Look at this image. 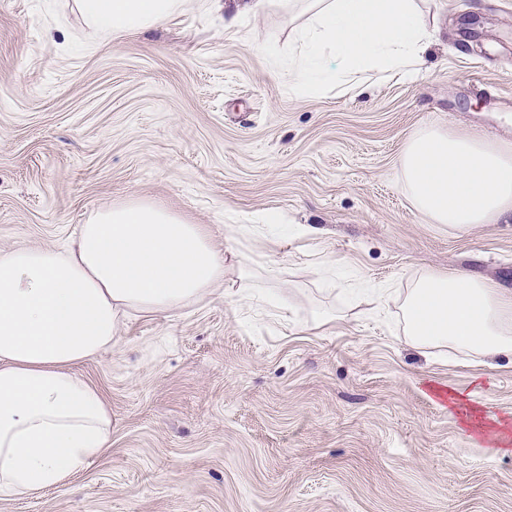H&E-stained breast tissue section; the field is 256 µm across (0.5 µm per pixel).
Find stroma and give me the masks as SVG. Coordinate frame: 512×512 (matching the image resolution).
Returning <instances> with one entry per match:
<instances>
[{
	"instance_id": "35a3bbf8",
	"label": "stroma",
	"mask_w": 512,
	"mask_h": 512,
	"mask_svg": "<svg viewBox=\"0 0 512 512\" xmlns=\"http://www.w3.org/2000/svg\"><path fill=\"white\" fill-rule=\"evenodd\" d=\"M418 2L435 23L418 72L305 100L288 82L303 21L277 6L97 35L75 0H0V250L138 198L219 246L243 225L230 245L252 271L248 302L123 319L78 369L112 409L110 451L0 512H512V358L415 349L396 307L370 317L319 282L330 262L512 294V223H428L398 170L425 128L512 143V0ZM266 211L284 227L250 229Z\"/></svg>"
}]
</instances>
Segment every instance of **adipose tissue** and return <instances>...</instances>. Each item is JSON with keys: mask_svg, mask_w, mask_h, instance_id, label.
<instances>
[{"mask_svg": "<svg viewBox=\"0 0 512 512\" xmlns=\"http://www.w3.org/2000/svg\"><path fill=\"white\" fill-rule=\"evenodd\" d=\"M307 15L288 73L300 91L373 68L411 73L430 42L416 0H210L225 27L274 2ZM195 0H78L97 33L149 28ZM404 188L430 223L462 230L512 221V145L435 128L408 141ZM225 256L205 225L133 199L94 212L62 247L0 250V495L35 497L69 482L112 446V412L78 374L111 348L129 313L168 314L227 297ZM397 304L411 346L512 356V295L485 279L424 272Z\"/></svg>", "mask_w": 512, "mask_h": 512, "instance_id": "ef3b65f1", "label": "adipose tissue"}]
</instances>
